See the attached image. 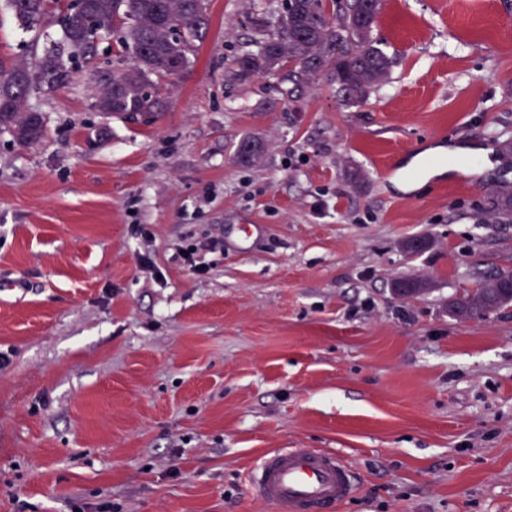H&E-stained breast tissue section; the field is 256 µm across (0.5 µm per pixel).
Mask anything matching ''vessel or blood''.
I'll list each match as a JSON object with an SVG mask.
<instances>
[{
  "mask_svg": "<svg viewBox=\"0 0 512 512\" xmlns=\"http://www.w3.org/2000/svg\"><path fill=\"white\" fill-rule=\"evenodd\" d=\"M249 479L259 499L288 512H328L356 490L350 467L315 448H284L265 455Z\"/></svg>",
  "mask_w": 512,
  "mask_h": 512,
  "instance_id": "b4317fda",
  "label": "vessel or blood"
}]
</instances>
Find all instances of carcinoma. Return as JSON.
<instances>
[{"label": "carcinoma", "instance_id": "cac0c4a2", "mask_svg": "<svg viewBox=\"0 0 512 512\" xmlns=\"http://www.w3.org/2000/svg\"><path fill=\"white\" fill-rule=\"evenodd\" d=\"M18 26L39 32L58 23L62 39L20 62H0V132L22 146L45 134V115L31 98L66 85L80 62L94 54V21L118 36L122 57L112 65V79L98 92L94 109L106 115L154 118L163 111L159 82L183 77L192 65L196 43L206 37L210 18L207 0H6ZM382 0H285L270 23L260 0L253 4L252 23L258 37L254 49L232 60L230 77L247 83L255 77L286 80L292 85L326 72L336 97L362 105L390 76L392 58L372 38ZM259 140L239 142L236 156L252 162L261 152ZM493 216L512 223V180L501 177L493 197ZM420 283L394 282V292L414 297ZM512 303V273L484 276L476 288L448 300L458 319H472Z\"/></svg>", "mask_w": 512, "mask_h": 512}]
</instances>
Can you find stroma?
I'll use <instances>...</instances> for the list:
<instances>
[{
    "instance_id": "1",
    "label": "stroma",
    "mask_w": 512,
    "mask_h": 512,
    "mask_svg": "<svg viewBox=\"0 0 512 512\" xmlns=\"http://www.w3.org/2000/svg\"><path fill=\"white\" fill-rule=\"evenodd\" d=\"M208 11L156 120L94 111L106 36L34 98L41 143L0 133V512H284L248 480L279 448L350 463L331 512H512V304L448 312L512 272V224L483 219L512 173V0H383L390 78L351 107L323 76L228 80L253 0ZM439 146L448 173L401 188ZM512 303V273L496 271L484 276L472 291L448 300V311L458 319H472Z\"/></svg>"
}]
</instances>
